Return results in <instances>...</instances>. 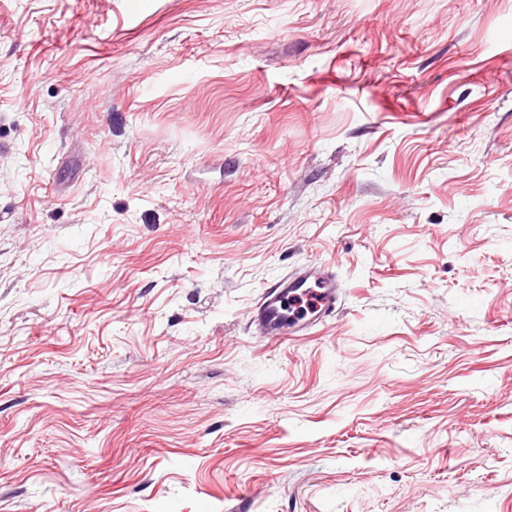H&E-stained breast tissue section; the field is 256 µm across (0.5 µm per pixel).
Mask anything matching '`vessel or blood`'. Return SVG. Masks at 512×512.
<instances>
[{
  "instance_id": "vessel-or-blood-1",
  "label": "vessel or blood",
  "mask_w": 512,
  "mask_h": 512,
  "mask_svg": "<svg viewBox=\"0 0 512 512\" xmlns=\"http://www.w3.org/2000/svg\"><path fill=\"white\" fill-rule=\"evenodd\" d=\"M314 284L318 301L313 312L290 319L284 314L288 299L297 296L306 284ZM340 285L330 265L307 263L266 290L256 305L254 322L262 335L287 339L308 332L336 310Z\"/></svg>"
}]
</instances>
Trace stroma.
Masks as SVG:
<instances>
[{"mask_svg":"<svg viewBox=\"0 0 512 512\" xmlns=\"http://www.w3.org/2000/svg\"><path fill=\"white\" fill-rule=\"evenodd\" d=\"M0 512H512V0H0ZM309 282H313L316 289L306 288L298 293ZM310 290H316L318 296L313 312L306 317L288 319L284 314L288 299ZM339 290L332 266L309 262L262 294L254 312V323L263 336L271 338L285 340L306 335V332L334 314Z\"/></svg>","mask_w":512,"mask_h":512,"instance_id":"stroma-1","label":"stroma"}]
</instances>
